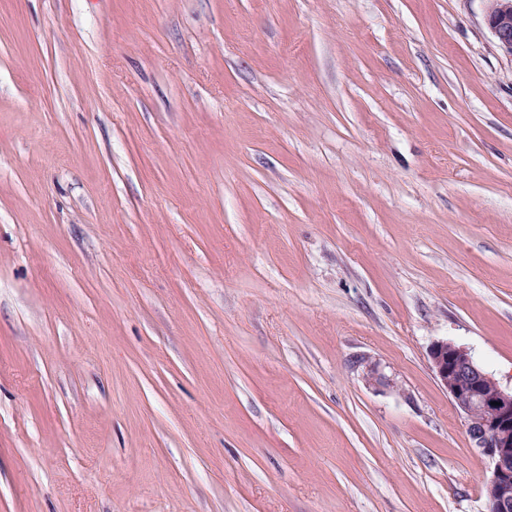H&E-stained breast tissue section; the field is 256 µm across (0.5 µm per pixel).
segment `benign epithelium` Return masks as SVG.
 <instances>
[{
	"mask_svg": "<svg viewBox=\"0 0 512 512\" xmlns=\"http://www.w3.org/2000/svg\"><path fill=\"white\" fill-rule=\"evenodd\" d=\"M486 21L498 48L512 57V0H489ZM432 370L463 414L472 447L491 463L483 512H512V391L461 346L432 345Z\"/></svg>",
	"mask_w": 512,
	"mask_h": 512,
	"instance_id": "obj_1",
	"label": "benign epithelium"
}]
</instances>
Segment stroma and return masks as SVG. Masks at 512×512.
<instances>
[{
	"mask_svg": "<svg viewBox=\"0 0 512 512\" xmlns=\"http://www.w3.org/2000/svg\"><path fill=\"white\" fill-rule=\"evenodd\" d=\"M487 6L0 0V512H482L429 350L512 388Z\"/></svg>",
	"mask_w": 512,
	"mask_h": 512,
	"instance_id": "35a3bbf8",
	"label": "stroma"
}]
</instances>
